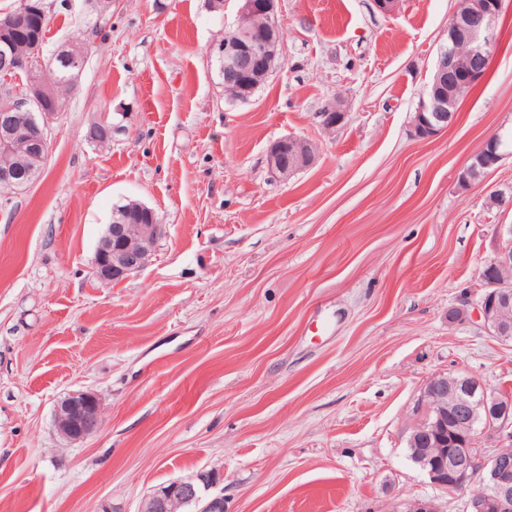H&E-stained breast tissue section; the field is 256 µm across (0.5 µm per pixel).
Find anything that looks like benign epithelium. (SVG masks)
<instances>
[{"mask_svg": "<svg viewBox=\"0 0 512 512\" xmlns=\"http://www.w3.org/2000/svg\"><path fill=\"white\" fill-rule=\"evenodd\" d=\"M237 22L213 41L209 53L224 61L220 73L224 95L245 102L283 58L280 0H238ZM507 0H463L448 20L447 42L438 48L428 93L414 112L412 134L430 140L448 128L459 101L484 78L490 49L497 39L496 25ZM28 13L21 5L0 12V69L10 74L30 73L25 90L5 88L0 93V189L16 194L42 175L49 160V131L59 112L44 108L53 93L41 72L56 70L57 61L74 62L69 80L76 83L81 71L77 60L87 57L83 47L67 43L51 57L32 59L13 49L12 35ZM340 98L321 112L322 125L333 129L345 118ZM512 157V133L489 137L471 156L460 182L469 186ZM315 145L303 138L285 136L267 151L271 174L286 178L312 164ZM506 242L480 272L481 292L473 312L486 333L500 342H512V224L504 225ZM164 235L156 211L133 201L112 212V219L98 241L92 274L102 283L125 280L151 261ZM54 424L71 441L97 432L102 424L101 399L90 391L74 392L57 403ZM512 427V391L494 389L467 374H438L423 387L410 427V458L430 481L465 498V512H512V447L498 448L485 457L474 455L489 433ZM201 500L198 484L176 481L144 498L139 512H185Z\"/></svg>", "mask_w": 512, "mask_h": 512, "instance_id": "benign-epithelium-1", "label": "benign epithelium"}]
</instances>
